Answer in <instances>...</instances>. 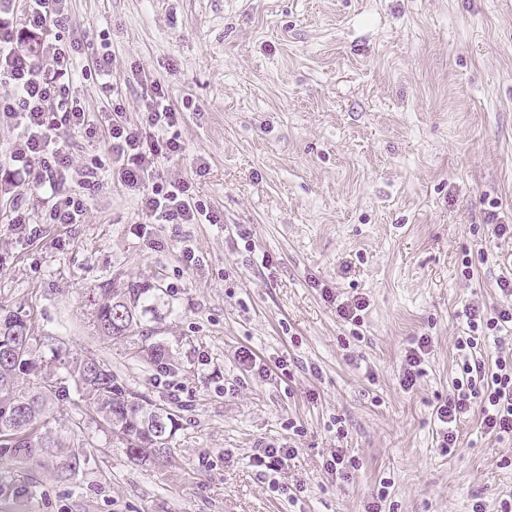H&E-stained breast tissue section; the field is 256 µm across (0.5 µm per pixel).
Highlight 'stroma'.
Instances as JSON below:
<instances>
[{
	"mask_svg": "<svg viewBox=\"0 0 512 512\" xmlns=\"http://www.w3.org/2000/svg\"><path fill=\"white\" fill-rule=\"evenodd\" d=\"M62 35L84 53L74 85L93 121L90 76L108 42L135 123L166 88L183 151L156 177L192 183L217 224H154L105 184L80 224H42L51 204L26 182L0 192V306L34 336L98 358L132 392L173 411L174 460L133 461L72 383L49 424L76 465L0 448V501L34 512H498L512 498V440L477 416L443 454L433 407L457 375L455 341L473 303L506 304L512 269V0H70ZM194 265H185L183 248ZM160 287L155 342L110 341L90 322L100 285ZM364 298L352 329L336 303ZM431 352L400 386L417 336ZM253 350L267 375L239 361ZM295 454L268 478V447ZM343 450L355 466L326 471ZM291 495L274 491V484Z\"/></svg>",
	"mask_w": 512,
	"mask_h": 512,
	"instance_id": "35a3bbf8",
	"label": "stroma"
}]
</instances>
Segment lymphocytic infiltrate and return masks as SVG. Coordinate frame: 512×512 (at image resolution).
<instances>
[{"label": "lymphocytic infiltrate", "mask_w": 512, "mask_h": 512, "mask_svg": "<svg viewBox=\"0 0 512 512\" xmlns=\"http://www.w3.org/2000/svg\"><path fill=\"white\" fill-rule=\"evenodd\" d=\"M16 0H0V81L12 88L0 98V117L15 121L21 134L10 153L7 184L33 179L49 187L52 204L43 221L47 224H77L87 210V201L101 187L96 168L83 173L78 189H66L67 176L74 166L68 140L61 127L95 137L71 79L79 43L54 37L46 40L48 29L64 28L68 19L67 0H25L24 26H17ZM36 40L39 52L52 63V74H42L31 55L16 52L20 41ZM94 75L112 92L108 104L112 117L106 127L112 172L119 184L138 197L141 209L159 224H215L219 218L192 194L183 180L160 184L153 179V160L145 143L151 132H163L177 120V111L162 86H155L144 108L141 123L122 121L125 110L116 95L109 51L98 53ZM467 333L457 337L458 378L446 401L434 407L440 424L439 443L443 453L457 445L460 421L478 414L484 432L498 439H512V354L496 356L492 365L479 361L476 349L483 333L512 329V305L471 306L466 314Z\"/></svg>", "instance_id": "f902f5d3"}]
</instances>
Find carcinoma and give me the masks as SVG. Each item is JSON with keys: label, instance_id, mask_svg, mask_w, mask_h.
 <instances>
[{"label": "carcinoma", "instance_id": "cac0c4a2", "mask_svg": "<svg viewBox=\"0 0 512 512\" xmlns=\"http://www.w3.org/2000/svg\"><path fill=\"white\" fill-rule=\"evenodd\" d=\"M92 312L95 331L111 340L148 337L143 324L151 311L146 305L151 288L136 282L124 288L106 283ZM26 312L0 307V448H9L26 461L55 454L61 468H70L71 450L45 430L49 400L56 393L54 378L64 374L73 381L86 405L119 440L132 460L172 457L170 442L178 430L174 414L147 398L129 392L117 375L94 358L79 359L60 347L40 352ZM163 414L160 426L148 422L152 411Z\"/></svg>", "mask_w": 512, "mask_h": 512}]
</instances>
